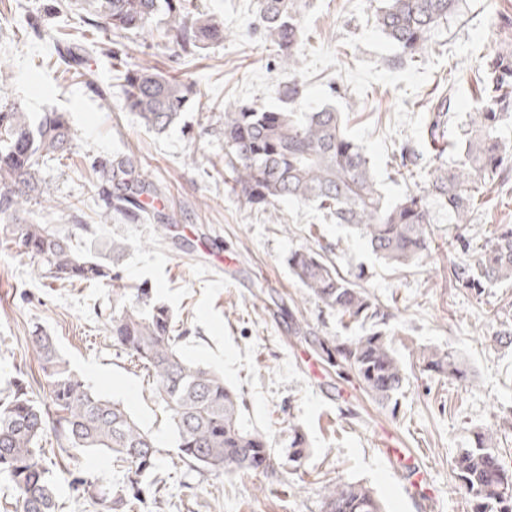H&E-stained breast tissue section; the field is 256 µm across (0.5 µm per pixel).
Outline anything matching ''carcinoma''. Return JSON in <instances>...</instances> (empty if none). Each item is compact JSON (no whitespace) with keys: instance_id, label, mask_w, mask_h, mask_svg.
Listing matches in <instances>:
<instances>
[{"instance_id":"1","label":"carcinoma","mask_w":512,"mask_h":512,"mask_svg":"<svg viewBox=\"0 0 512 512\" xmlns=\"http://www.w3.org/2000/svg\"><path fill=\"white\" fill-rule=\"evenodd\" d=\"M159 0H94L98 27L124 37L146 35L191 55L224 40V23L200 11L194 0L167 4L171 18L154 25ZM458 0H379V29L403 53L420 62L435 27L453 14ZM264 33L277 49L288 80L280 83L282 105L258 110L247 103L229 105L216 116L224 127V167L232 191L250 204L275 206L282 200L310 203L362 232L372 251L383 260L407 266L430 252L431 215L426 199L409 193L387 201L379 191L362 146L346 132L342 114L334 108L303 110L301 84L295 71L304 33L296 0H258ZM85 48L67 43L68 64L79 70ZM476 93L477 111L470 115L462 150L434 169L432 191L448 205L458 224L469 223L488 185L512 169V147L499 137L512 119V51L488 56L481 67ZM194 105L210 111L194 83L164 75L151 66L125 74L120 106L134 112L158 131L167 130ZM429 145L441 158L448 144L440 132L447 102L434 107ZM73 133L64 112H44L37 121L19 104L0 105V222L10 240L29 257L39 276L53 282H98L113 287L121 280L114 259L101 261L77 253L69 236L49 224L23 222V206L31 197L53 201L42 167L72 153ZM94 171L105 211L103 217L148 221V201L158 195L154 183L133 154L98 162ZM288 267L309 295L350 322L372 320L375 328L349 342L314 337V351L330 364L353 371L359 385L381 405H389L406 383L403 365L392 348L389 315L355 280L348 278L312 249L293 252ZM465 288L512 280V226L501 224L475 267H458ZM145 293L130 298L113 293L107 324L117 346L151 372L156 397L164 405L175 435L179 457L202 472H255L272 465L267 437L245 428L242 402L214 370L187 359L178 348L179 330L171 309L156 304L149 314L140 310ZM46 385V401L37 402L18 381L0 399V475L12 483L14 512H56L57 485L40 446L47 425L62 445L78 452H99L127 471L121 489L103 490L89 498L100 512L125 507L136 512L145 501L143 478L157 466V444L118 401L89 389L59 352L52 336L36 331L30 337ZM423 370L467 380L464 365L449 353L424 349ZM307 453L300 428L291 429L288 454L281 465L296 471ZM458 489L470 512H512V470L498 451V434L487 429L454 459ZM323 512H384L380 500L359 482L324 486Z\"/></svg>"}]
</instances>
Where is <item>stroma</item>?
<instances>
[{
  "label": "stroma",
  "mask_w": 512,
  "mask_h": 512,
  "mask_svg": "<svg viewBox=\"0 0 512 512\" xmlns=\"http://www.w3.org/2000/svg\"><path fill=\"white\" fill-rule=\"evenodd\" d=\"M224 24L228 39L183 57L159 41L107 38L79 0H0V102L32 115L68 113L76 151L43 168L64 209L37 199L28 221L71 235L78 253L103 256L110 240L127 246L118 270L128 295L148 288L172 310L184 332V356L221 372L243 399L245 427L265 433L276 454L291 427L309 452L298 472L275 464L260 472H199L184 465L168 417L146 370L112 340L105 324L110 287L40 278L0 235V397L25 381L44 400L30 336L42 329L90 389L121 402L160 447L165 484L145 512H322L325 484L360 482L386 512H469L452 463L479 430L492 429L512 469V285L461 287L454 266L474 264L496 228L512 224V179L495 181L470 223L455 224L432 196L436 162L427 150L428 106L451 103L445 138L463 140L474 109L476 70L484 56L512 49V0H459L431 34L424 60L404 63L374 22L375 0H297L304 28L297 77L306 107L347 112V132L363 146L387 199L426 195L434 248L418 263L396 266L372 252L356 228L291 200L275 208L247 203L225 181L224 134L215 118L189 109L164 133L118 104L113 57L135 69L151 65L196 82L214 109L234 102L279 106L288 75L258 27L254 0H197ZM86 47L91 78L68 70L56 52L57 32ZM416 160L402 165L401 149ZM116 153L141 160L160 194L154 206L170 224L103 220L94 164ZM311 248L341 273L363 270V288L390 316L393 349L407 381L396 408L378 405L352 372L317 356L310 336L345 341L363 329L308 295L288 268L291 252ZM425 349L453 351L468 380L422 371ZM42 448L72 476L104 486L125 471L103 454Z\"/></svg>",
  "instance_id": "1"
}]
</instances>
